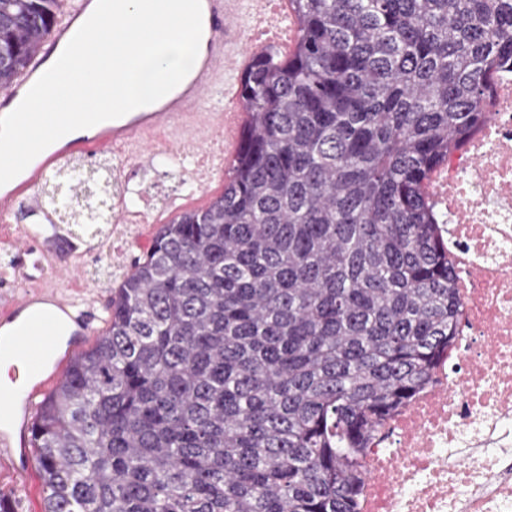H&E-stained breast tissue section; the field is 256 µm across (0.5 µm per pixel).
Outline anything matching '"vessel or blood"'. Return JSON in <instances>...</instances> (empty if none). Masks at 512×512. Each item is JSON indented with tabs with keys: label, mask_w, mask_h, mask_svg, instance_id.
<instances>
[{
	"label": "vessel or blood",
	"mask_w": 512,
	"mask_h": 512,
	"mask_svg": "<svg viewBox=\"0 0 512 512\" xmlns=\"http://www.w3.org/2000/svg\"><path fill=\"white\" fill-rule=\"evenodd\" d=\"M97 0H72L70 7L56 22L45 53L32 58L19 80L0 92V113L9 114L27 91L44 73L58 50L64 49L75 31L87 20ZM241 0H201L203 34L198 62L193 72L177 87L154 104L127 113L112 121L99 123L94 136L57 140L55 148L38 154L18 176L0 186V215L10 214L16 202L38 182L62 157L101 152L115 145L128 147L131 157L146 159L154 147L153 136L163 132L186 140L195 149H206L215 136H232L243 116L224 108L209 109L208 97L224 91V76L235 66L227 39L237 29ZM7 318L14 322L11 335L13 353L30 373L32 394L44 393L58 381L64 357L56 356L52 367L43 360L54 354L56 323L68 321L73 326L65 355L75 354L89 337L87 317L77 312L73 301L54 285H37L19 297L6 301ZM12 397L0 395V459L9 461L16 472L29 470L30 418L13 426Z\"/></svg>",
	"instance_id": "obj_1"
}]
</instances>
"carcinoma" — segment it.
<instances>
[{
    "mask_svg": "<svg viewBox=\"0 0 512 512\" xmlns=\"http://www.w3.org/2000/svg\"><path fill=\"white\" fill-rule=\"evenodd\" d=\"M289 4L223 192L160 226L37 411L44 512H359L365 441L456 336L423 186L486 121L512 0ZM57 10L0 0L1 91ZM290 8V7H289ZM284 26L288 27L289 29V36L288 34L284 33L283 36L279 38V40H276L274 43H270L267 46V48L272 49L273 51L277 52L278 55L281 58L287 57L290 55L296 45V38L295 33L297 32V18L293 10L290 8L288 20L284 22ZM295 38V41H294Z\"/></svg>",
    "mask_w": 512,
    "mask_h": 512,
    "instance_id": "1",
    "label": "carcinoma"
}]
</instances>
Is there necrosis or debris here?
<instances>
[{
  "instance_id": "obj_1",
  "label": "necrosis or debris",
  "mask_w": 512,
  "mask_h": 512,
  "mask_svg": "<svg viewBox=\"0 0 512 512\" xmlns=\"http://www.w3.org/2000/svg\"><path fill=\"white\" fill-rule=\"evenodd\" d=\"M426 190L448 238L459 329L366 442L360 512H512V71Z\"/></svg>"
}]
</instances>
